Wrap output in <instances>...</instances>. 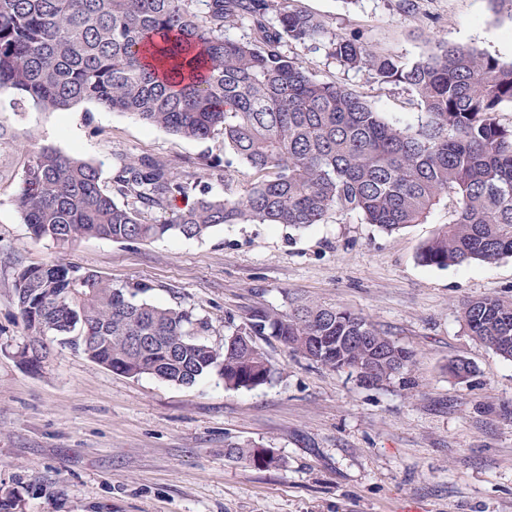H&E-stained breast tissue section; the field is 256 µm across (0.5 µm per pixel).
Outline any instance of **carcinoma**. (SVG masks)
<instances>
[{
    "label": "carcinoma",
    "mask_w": 512,
    "mask_h": 512,
    "mask_svg": "<svg viewBox=\"0 0 512 512\" xmlns=\"http://www.w3.org/2000/svg\"><path fill=\"white\" fill-rule=\"evenodd\" d=\"M249 21L253 36L233 40L227 25ZM327 41L328 55L375 82L403 84L417 122L401 124L345 84L320 82L282 51L283 40ZM18 105L63 112L95 102L179 137L224 146L256 176L239 197L203 196L168 210L188 183L150 159L123 160L116 194L99 166L51 146L31 147L14 202L31 238L68 249L88 237L146 242L171 234L199 238L250 221L304 230L336 213H357L386 234L441 225L417 251L423 266L494 263L512 256V63L468 45L440 41L406 65L377 52L358 32L337 35L290 0H0V89ZM168 211L159 223L142 210ZM149 286L114 284L59 261L24 267L15 296L29 331L21 354L47 357L57 341L121 375L192 385L218 371L227 390L270 383L276 369L255 337L274 336L293 352L381 387L407 370L413 354L349 310L305 304L284 316L253 312L227 321L224 346L200 339L207 323L141 295ZM468 334L512 360V301L476 298L462 307ZM258 448L226 454L257 468Z\"/></svg>",
    "instance_id": "1"
}]
</instances>
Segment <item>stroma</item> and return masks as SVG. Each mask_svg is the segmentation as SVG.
I'll return each instance as SVG.
<instances>
[{"label":"stroma","mask_w":512,"mask_h":512,"mask_svg":"<svg viewBox=\"0 0 512 512\" xmlns=\"http://www.w3.org/2000/svg\"><path fill=\"white\" fill-rule=\"evenodd\" d=\"M294 0L330 32L357 31L378 51L411 64L435 40L469 44L502 62L512 17L488 0ZM316 79L367 93L388 119L416 121L399 85L344 70L319 43L284 42ZM0 90V492L16 512H512V361L466 332L474 298L512 300V257L438 268L417 262L422 241L448 221L387 234L357 214L330 215L303 231L227 224L200 238L150 242L86 238L62 250L29 234L14 202L30 138L98 164L114 191L121 160L165 162L192 199L243 194L253 173L222 134L189 140L134 116L85 102L66 112L13 111ZM61 260L112 279L148 285L150 301L207 321L204 341L224 344V320L257 309L340 307L369 319L413 353L403 376L360 384L292 353L271 336L257 343L277 374L253 390L228 391L218 372L190 386L128 377L51 344L40 370L16 353L28 342L14 293L20 268ZM470 362L463 381L450 360ZM271 449L260 469L225 456L227 444Z\"/></svg>","instance_id":"stroma-1"}]
</instances>
